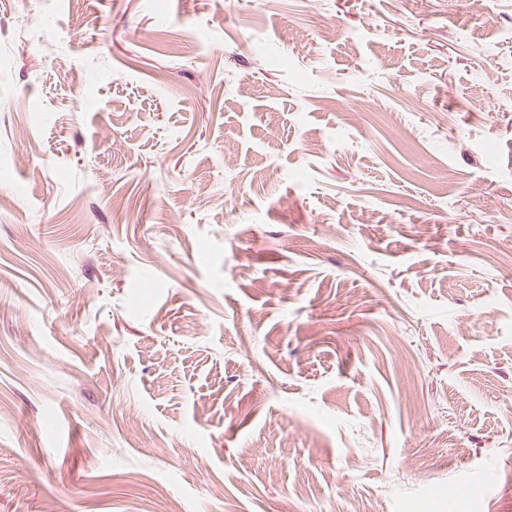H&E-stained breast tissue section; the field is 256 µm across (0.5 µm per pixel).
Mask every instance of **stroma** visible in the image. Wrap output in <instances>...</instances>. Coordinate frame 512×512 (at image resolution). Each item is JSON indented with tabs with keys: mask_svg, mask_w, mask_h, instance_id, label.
<instances>
[{
	"mask_svg": "<svg viewBox=\"0 0 512 512\" xmlns=\"http://www.w3.org/2000/svg\"><path fill=\"white\" fill-rule=\"evenodd\" d=\"M506 255L512 0H0V512H512Z\"/></svg>",
	"mask_w": 512,
	"mask_h": 512,
	"instance_id": "35a3bbf8",
	"label": "stroma"
}]
</instances>
